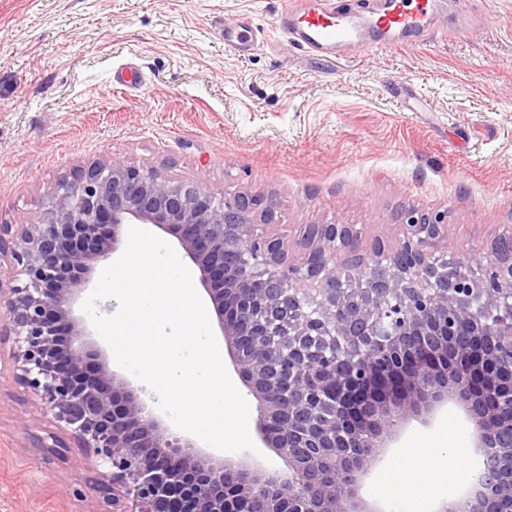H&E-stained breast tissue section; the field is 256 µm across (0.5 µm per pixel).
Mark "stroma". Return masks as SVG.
Instances as JSON below:
<instances>
[{
	"instance_id": "stroma-1",
	"label": "stroma",
	"mask_w": 512,
	"mask_h": 512,
	"mask_svg": "<svg viewBox=\"0 0 512 512\" xmlns=\"http://www.w3.org/2000/svg\"><path fill=\"white\" fill-rule=\"evenodd\" d=\"M282 0H0V224L36 221L73 169L118 158L273 200L289 252L304 224H352L362 247L395 241L409 207L448 213L443 260L487 252L512 225V0H474L471 30L318 66L276 38ZM246 14L257 45L224 49ZM0 338V512H111L108 469L15 380ZM455 406L411 423L364 496L389 512L424 474L408 445Z\"/></svg>"
}]
</instances>
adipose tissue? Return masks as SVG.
Returning <instances> with one entry per match:
<instances>
[{"label": "adipose tissue", "mask_w": 512, "mask_h": 512, "mask_svg": "<svg viewBox=\"0 0 512 512\" xmlns=\"http://www.w3.org/2000/svg\"><path fill=\"white\" fill-rule=\"evenodd\" d=\"M463 451L448 434H439L429 441V451L424 459V473L430 493L414 498V512H428L438 501H453L451 490L455 473L460 470Z\"/></svg>", "instance_id": "adipose-tissue-1"}]
</instances>
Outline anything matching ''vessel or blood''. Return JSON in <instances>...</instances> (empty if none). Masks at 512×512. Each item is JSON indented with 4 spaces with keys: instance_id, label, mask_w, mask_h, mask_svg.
I'll return each instance as SVG.
<instances>
[{
    "instance_id": "b4317fda",
    "label": "vessel or blood",
    "mask_w": 512,
    "mask_h": 512,
    "mask_svg": "<svg viewBox=\"0 0 512 512\" xmlns=\"http://www.w3.org/2000/svg\"><path fill=\"white\" fill-rule=\"evenodd\" d=\"M438 6L439 0H382L376 9H351L339 0H282L280 30L315 63L331 65L356 52L424 42ZM254 43L247 18L225 22V49L243 57Z\"/></svg>"
}]
</instances>
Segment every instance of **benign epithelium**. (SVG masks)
Masks as SVG:
<instances>
[{
  "label": "benign epithelium",
  "mask_w": 512,
  "mask_h": 512,
  "mask_svg": "<svg viewBox=\"0 0 512 512\" xmlns=\"http://www.w3.org/2000/svg\"><path fill=\"white\" fill-rule=\"evenodd\" d=\"M273 201L100 160L37 221L0 225L16 381L109 468L136 512H378L365 479L413 421L448 404L476 436L481 477L438 512H512V232L437 265L448 213L406 209L401 238L359 249L352 224H305L288 259ZM124 224L174 236L198 268L255 427L288 470L215 459L149 410L74 305Z\"/></svg>",
  "instance_id": "obj_1"
}]
</instances>
